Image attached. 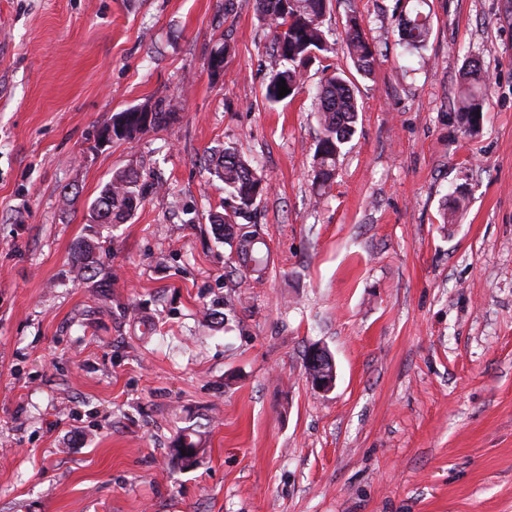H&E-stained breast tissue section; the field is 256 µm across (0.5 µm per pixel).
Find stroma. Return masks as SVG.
Returning <instances> with one entry per match:
<instances>
[{
    "label": "stroma",
    "instance_id": "obj_1",
    "mask_svg": "<svg viewBox=\"0 0 512 512\" xmlns=\"http://www.w3.org/2000/svg\"><path fill=\"white\" fill-rule=\"evenodd\" d=\"M349 5L329 0L327 50L271 104L253 0H0V512H512V0H428L412 53L405 0H355L368 76ZM472 58L488 97L469 133ZM335 71L361 112L320 189L312 98ZM160 101L171 126L100 141ZM226 146L271 186L258 280L209 221L225 193L205 161ZM123 170L141 205L90 223ZM88 236L102 262L80 273ZM314 343L327 393L305 377ZM349 11L351 12L345 22L344 40L349 56L357 72L363 75H371L374 66V50L368 42L363 27V19L355 6L349 0ZM424 2V0H418L417 6H414L412 10L401 12L399 16L400 39L409 51L423 46L429 34L428 14H424L420 9ZM463 70L465 80L460 88L458 117L461 125L472 126L477 115L482 118V101L487 94L488 85L482 75L483 68L479 61L468 62ZM481 118L477 119L479 124ZM469 126H466L469 131L477 128L476 125ZM305 364L308 382L314 390L328 392L335 386L336 365L332 354L326 347L320 344L309 346Z\"/></svg>",
    "mask_w": 512,
    "mask_h": 512
}]
</instances>
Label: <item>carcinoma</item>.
Listing matches in <instances>:
<instances>
[{
	"label": "carcinoma",
	"mask_w": 512,
	"mask_h": 512,
	"mask_svg": "<svg viewBox=\"0 0 512 512\" xmlns=\"http://www.w3.org/2000/svg\"><path fill=\"white\" fill-rule=\"evenodd\" d=\"M424 0L399 16V33L405 48L417 50L429 34L428 15L420 9ZM254 9L261 22L272 33L270 76L265 98L275 104L285 101L302 88L303 70L308 65L311 50L325 51L327 43L322 29L326 0H254ZM344 40L357 72L369 76L374 66V50L368 42L363 19L354 5H349ZM482 65L474 60L465 65L464 83L459 94L460 124L472 125L482 114V101L488 85L482 75ZM290 89L278 97V84ZM319 125V137L313 156V183L324 188L335 179L342 150L355 131L359 105L355 92L343 75L334 73L321 83L314 100ZM175 120V113L162 102L142 109H129L112 115L113 128H122L119 139H132L145 130L166 128ZM210 173L224 182V215L212 217L217 238L233 245L240 266L249 274L262 273L267 265L266 243L260 238L253 217L269 184L250 162L233 147H226L210 159ZM142 201L138 175L133 171H118L101 189L92 214L112 213V223L122 224L131 217ZM101 245L85 240L79 244L73 263L80 271L93 268L100 261Z\"/></svg>",
	"instance_id": "obj_1"
}]
</instances>
